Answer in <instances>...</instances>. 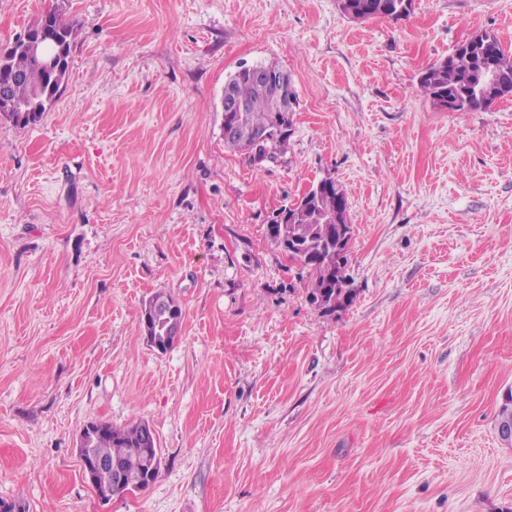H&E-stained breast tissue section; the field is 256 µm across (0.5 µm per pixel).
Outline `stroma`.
<instances>
[{
  "instance_id": "obj_1",
  "label": "stroma",
  "mask_w": 512,
  "mask_h": 512,
  "mask_svg": "<svg viewBox=\"0 0 512 512\" xmlns=\"http://www.w3.org/2000/svg\"><path fill=\"white\" fill-rule=\"evenodd\" d=\"M82 34L58 100L0 116V500L21 512H512V95L435 108L422 71L512 0H0ZM297 94L273 162L224 144V84ZM348 200L356 297L327 313L267 226L313 183ZM182 308L166 352L141 310ZM154 430L153 483L101 502L76 441ZM404 0H339L342 13L356 20H370L374 18L398 19L409 13V6L400 9Z\"/></svg>"
}]
</instances>
